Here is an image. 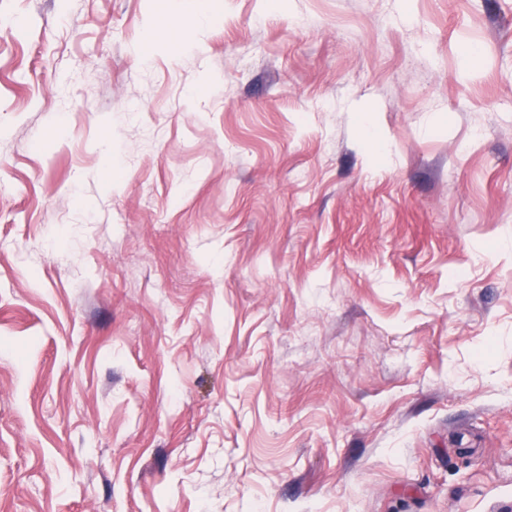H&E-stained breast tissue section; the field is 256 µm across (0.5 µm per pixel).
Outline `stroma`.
I'll return each mask as SVG.
<instances>
[{
	"mask_svg": "<svg viewBox=\"0 0 512 512\" xmlns=\"http://www.w3.org/2000/svg\"><path fill=\"white\" fill-rule=\"evenodd\" d=\"M0 18V512H512V0Z\"/></svg>",
	"mask_w": 512,
	"mask_h": 512,
	"instance_id": "obj_1",
	"label": "stroma"
}]
</instances>
